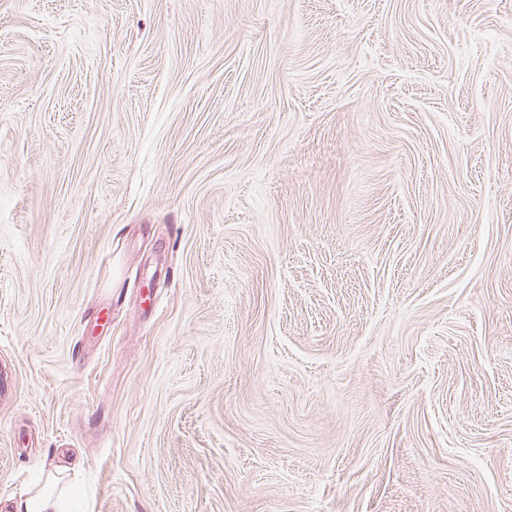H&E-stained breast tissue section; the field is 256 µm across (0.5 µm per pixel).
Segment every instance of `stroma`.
<instances>
[{
    "mask_svg": "<svg viewBox=\"0 0 512 512\" xmlns=\"http://www.w3.org/2000/svg\"><path fill=\"white\" fill-rule=\"evenodd\" d=\"M0 512H512V0H0ZM83 494L62 471H48L44 482L15 502L12 512H84Z\"/></svg>",
    "mask_w": 512,
    "mask_h": 512,
    "instance_id": "obj_1",
    "label": "stroma"
}]
</instances>
